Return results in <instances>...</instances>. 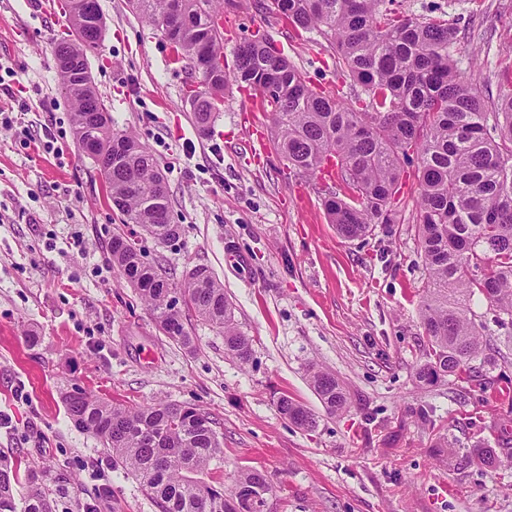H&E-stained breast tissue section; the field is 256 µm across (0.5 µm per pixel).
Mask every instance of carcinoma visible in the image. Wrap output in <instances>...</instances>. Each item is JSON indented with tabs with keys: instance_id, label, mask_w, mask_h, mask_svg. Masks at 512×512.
I'll return each mask as SVG.
<instances>
[{
	"instance_id": "carcinoma-1",
	"label": "carcinoma",
	"mask_w": 512,
	"mask_h": 512,
	"mask_svg": "<svg viewBox=\"0 0 512 512\" xmlns=\"http://www.w3.org/2000/svg\"><path fill=\"white\" fill-rule=\"evenodd\" d=\"M233 2L181 0L173 17L169 0H133L134 11L168 33L191 70H197L200 47L216 59L211 71L198 73V128H208L210 100L224 99L230 86L259 91L285 165L305 178L334 172L338 185L323 205L329 223L348 240L367 236L375 224L394 223L402 178L415 166V228L425 271L420 320L429 345L418 379L470 378L494 369L484 324L470 302L482 295L494 322L512 325V82L500 85L495 110L487 111L449 53L458 28L444 19L398 15L385 0H276V12L269 0H259L256 9L264 16L320 33L361 87L355 106L317 90L283 53L271 50L273 40L265 34L243 38L232 60L224 58V27L217 19ZM66 53L83 55V43H54L53 56ZM57 71L78 150L90 149L112 167L105 185L120 223L136 224L160 243L176 240L181 226L172 223L168 189L153 155L133 133L112 128L93 85L72 93L75 73ZM109 252L112 266L168 338L194 347L185 327L189 311L222 332L229 356L249 362L250 339L238 330L224 284L213 274L198 284L194 276L201 268L195 267L178 285L121 233L112 235ZM176 289L184 297L181 308L171 301ZM310 381L329 413L346 408V390L333 373L314 369ZM63 402L74 427L98 438L112 464L139 480L160 512H233L230 502L241 495L254 488L269 492L257 469L240 471L227 496L224 488L194 478L222 453L214 418L195 404L186 410L166 401L125 406L78 387L65 392ZM276 408L303 429L316 426L314 415L286 394ZM472 455L490 469L512 466V455L485 442L475 444ZM20 508L56 512L33 472L22 476L20 465L0 458V512Z\"/></svg>"
}]
</instances>
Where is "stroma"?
I'll return each instance as SVG.
<instances>
[{
	"mask_svg": "<svg viewBox=\"0 0 512 512\" xmlns=\"http://www.w3.org/2000/svg\"><path fill=\"white\" fill-rule=\"evenodd\" d=\"M64 0H0V454L40 472L59 512H160L102 444L69 421L62 395L79 387L124 405L192 403L217 421L223 451L200 475L232 487L245 468L270 483L264 512H512V468L462 457L476 441L512 454V332L472 308L501 350L489 381L418 382L428 342L420 323L424 272L415 236L418 185L404 177L394 223L345 240L324 214L321 178L289 173L265 112L226 92L207 133L193 119L196 76L130 0H98L105 22L93 83L117 130L157 160L179 239L156 242L121 225L94 161L75 143L52 43L67 37ZM229 12L224 50L268 33L326 93L354 97L336 54L313 31L264 21L253 0ZM398 13L456 23L451 56L485 102L512 79V0H394ZM52 132L61 155L39 147ZM174 282L196 266L223 283L248 364L199 318L194 350L159 333L113 268L118 231ZM333 372L348 408L327 414L311 367ZM288 394L317 417L304 430L282 417ZM428 410L429 423L418 418ZM456 444L455 453L444 441Z\"/></svg>",
	"mask_w": 512,
	"mask_h": 512,
	"instance_id": "1",
	"label": "stroma"
}]
</instances>
